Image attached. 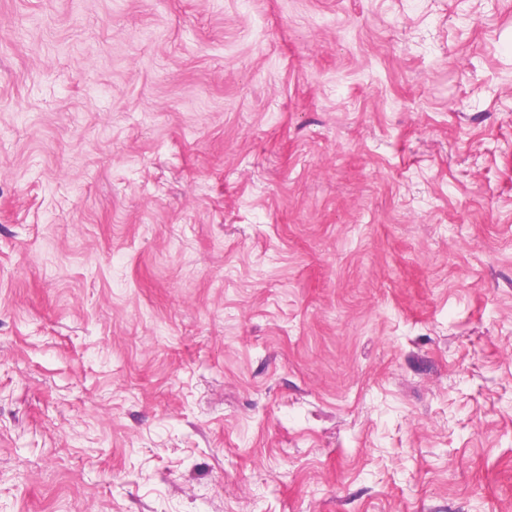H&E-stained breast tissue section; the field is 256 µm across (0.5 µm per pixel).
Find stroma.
I'll use <instances>...</instances> for the list:
<instances>
[{
	"mask_svg": "<svg viewBox=\"0 0 512 512\" xmlns=\"http://www.w3.org/2000/svg\"><path fill=\"white\" fill-rule=\"evenodd\" d=\"M0 512H512V0H0Z\"/></svg>",
	"mask_w": 512,
	"mask_h": 512,
	"instance_id": "obj_1",
	"label": "stroma"
}]
</instances>
